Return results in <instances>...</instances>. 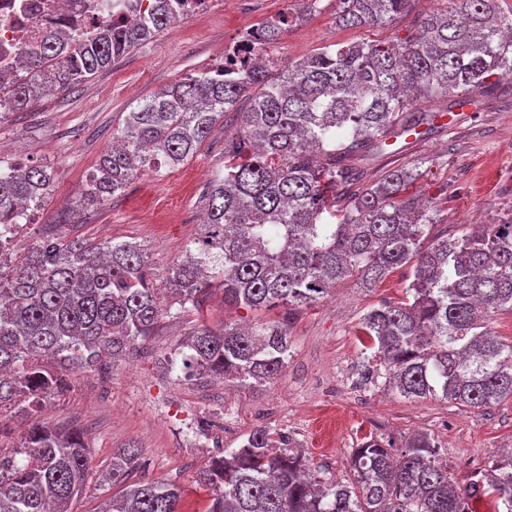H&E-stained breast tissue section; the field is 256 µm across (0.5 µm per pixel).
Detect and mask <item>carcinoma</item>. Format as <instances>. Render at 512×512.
<instances>
[{
	"label": "carcinoma",
	"mask_w": 512,
	"mask_h": 512,
	"mask_svg": "<svg viewBox=\"0 0 512 512\" xmlns=\"http://www.w3.org/2000/svg\"><path fill=\"white\" fill-rule=\"evenodd\" d=\"M188 0H112L131 12L94 38L46 35L17 65L27 74L7 88L9 111L65 92L152 39L181 18ZM337 23L384 26L410 0H336ZM297 13L259 25L273 46ZM512 77V10L501 0H460L431 12L405 37L316 49L283 68L259 55L248 65L203 68L143 98L101 154L73 214L98 208L136 179L176 168L201 148L228 112L236 134L224 139V173L207 183L198 237L154 286L147 253L137 244L46 238L8 270L0 259V410L17 400L33 409L75 371L106 373L144 348L163 314L199 308L212 290L224 305L292 311L326 297L338 281L376 288L407 266L399 302H382L360 327L383 386L407 401L440 399L471 408L512 400V342L486 328L491 314L512 311V218L468 224L461 234L426 229L440 223L439 204L410 194L418 170L402 165L363 184L365 168L398 138L428 122L420 100L450 93L494 94ZM41 167L0 168V225L15 224L52 194ZM288 328L199 321L165 359L168 371L260 389L287 367ZM91 469L78 430L37 420L20 449L0 455V512H74ZM138 448L114 453L108 480L118 491L98 512H180L181 490L137 477ZM351 477L326 482L289 437L267 426L238 448L224 449L200 481L211 491L206 512H475L489 499L512 512V452L462 486L423 433L395 441L370 438L350 457Z\"/></svg>",
	"instance_id": "1"
}]
</instances>
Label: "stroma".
<instances>
[{
	"instance_id": "35a3bbf8",
	"label": "stroma",
	"mask_w": 512,
	"mask_h": 512,
	"mask_svg": "<svg viewBox=\"0 0 512 512\" xmlns=\"http://www.w3.org/2000/svg\"><path fill=\"white\" fill-rule=\"evenodd\" d=\"M448 6L449 0H412L410 14L388 26L344 28L336 23V0H318L303 22L285 31L271 55L281 67L321 47L402 36L421 14ZM303 7V0H213L208 10L166 27L110 70L71 91L46 96L29 111L1 117L0 165L34 163L53 176V192L42 208L31 210L16 253L59 233L133 242L147 252L156 287H164L169 269L200 231L203 191L224 168V137L235 133V126L216 129L184 165L142 176L94 212L76 218L71 209L111 145L113 131L141 99L195 69L217 66L225 46L248 29ZM479 102L476 108H454L417 144L398 140L396 152L377 158L364 175L369 183L387 169L418 164L414 193L440 204V222L432 234L512 218V78ZM408 283L409 274L401 268L373 290L344 281L315 305L272 311L273 319L288 321L290 356L282 376L260 391H224L217 383L163 367L165 355L198 321L218 326L267 316L225 305L219 291L201 311L164 316L149 352L118 363L108 377L74 374L69 388L35 417L60 430L85 432L92 478L74 502L75 512H94L111 497L112 487L101 476L111 468L113 453L128 444L142 451V476L182 489V512H205L208 492L198 484L203 468L224 449L239 447L260 425L292 437L330 481L349 476L354 448L372 434L394 439L430 434L449 473L460 479L491 466L512 448L511 401L485 410L437 399L409 402L362 382L369 352L357 336L360 323L372 306L399 301Z\"/></svg>"
}]
</instances>
